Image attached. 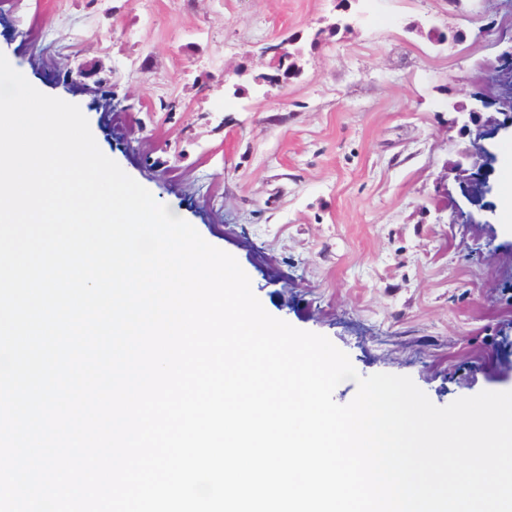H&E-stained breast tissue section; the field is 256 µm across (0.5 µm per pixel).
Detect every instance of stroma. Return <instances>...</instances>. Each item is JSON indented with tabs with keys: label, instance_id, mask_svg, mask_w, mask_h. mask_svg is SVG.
<instances>
[{
	"label": "stroma",
	"instance_id": "stroma-1",
	"mask_svg": "<svg viewBox=\"0 0 512 512\" xmlns=\"http://www.w3.org/2000/svg\"><path fill=\"white\" fill-rule=\"evenodd\" d=\"M0 0V53L246 271L264 309L437 406L512 390V0ZM350 27L312 44L315 31ZM300 36V73L257 84ZM96 67L105 93L67 71ZM241 94H234L233 85ZM481 91L475 123L449 111ZM488 187L469 197L477 152ZM285 45L283 46L281 42L270 45L266 47V50L264 51L267 54H271L270 61L268 63L269 67L278 65L280 62L282 63V66L286 65V57L284 56V49L286 55L289 57H294L300 53L301 48L297 47L296 44L298 42L297 37L293 38H286L282 41ZM291 47V48H290ZM502 165L499 179V193L503 205L499 213L502 224H512V149L506 147L502 150Z\"/></svg>",
	"mask_w": 512,
	"mask_h": 512
}]
</instances>
